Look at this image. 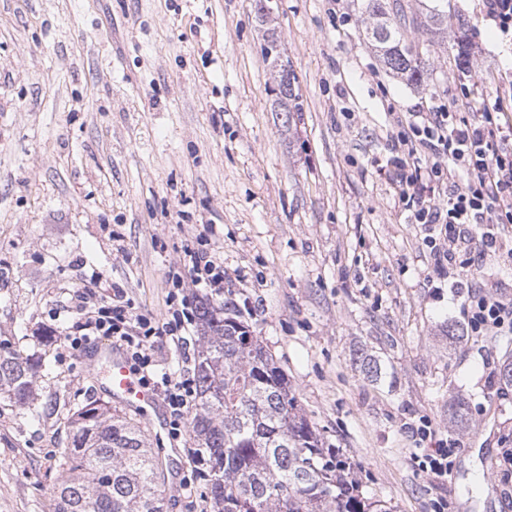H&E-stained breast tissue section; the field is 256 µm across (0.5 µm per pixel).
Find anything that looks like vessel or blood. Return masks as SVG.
<instances>
[{
  "instance_id": "obj_1",
  "label": "vessel or blood",
  "mask_w": 512,
  "mask_h": 512,
  "mask_svg": "<svg viewBox=\"0 0 512 512\" xmlns=\"http://www.w3.org/2000/svg\"><path fill=\"white\" fill-rule=\"evenodd\" d=\"M94 352L105 359L110 366L106 383L114 403L136 413L149 408H158L159 401L156 394L140 383L137 374L130 369L121 349L112 345L98 344L95 345Z\"/></svg>"
}]
</instances>
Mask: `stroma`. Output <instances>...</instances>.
<instances>
[{"label": "stroma", "instance_id": "obj_1", "mask_svg": "<svg viewBox=\"0 0 512 512\" xmlns=\"http://www.w3.org/2000/svg\"><path fill=\"white\" fill-rule=\"evenodd\" d=\"M0 0V349L40 362L36 400L0 395V512H55L60 452L108 367L47 335L86 275L167 312L184 250L224 263L229 316L258 336L325 447L391 512H512V335L466 333L462 299L431 273L424 231L380 168L408 113L501 100L512 39L485 0H448L428 91L386 72L356 0ZM275 27L300 111L272 109ZM469 30L472 65L459 67ZM474 275L512 302V227ZM460 340L446 336L448 327ZM375 357L370 379L360 355ZM463 402L468 427L451 422ZM462 443L422 471L421 418ZM167 512H205L190 461L162 462Z\"/></svg>", "mask_w": 512, "mask_h": 512}]
</instances>
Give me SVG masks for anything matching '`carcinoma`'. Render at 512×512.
Returning a JSON list of instances; mask_svg holds the SVG:
<instances>
[{
	"label": "carcinoma",
	"instance_id": "obj_1",
	"mask_svg": "<svg viewBox=\"0 0 512 512\" xmlns=\"http://www.w3.org/2000/svg\"><path fill=\"white\" fill-rule=\"evenodd\" d=\"M364 38L392 75L420 87L448 41V4L423 0L410 15L401 0H359ZM264 57L277 85L274 107L298 112L296 75L282 41L267 30ZM195 360L199 399L190 427L204 449L215 512H391L363 496L350 465L322 447L299 412L288 377L224 305L200 303ZM39 365L0 352V394L29 407ZM67 477L56 512H165L158 460L141 422L90 401L77 411Z\"/></svg>",
	"mask_w": 512,
	"mask_h": 512
}]
</instances>
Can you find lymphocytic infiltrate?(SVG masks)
Segmentation results:
<instances>
[{
    "label": "lymphocytic infiltrate",
    "mask_w": 512,
    "mask_h": 512,
    "mask_svg": "<svg viewBox=\"0 0 512 512\" xmlns=\"http://www.w3.org/2000/svg\"><path fill=\"white\" fill-rule=\"evenodd\" d=\"M469 91L457 105L412 113L407 131L398 134L388 161L390 177L415 223L425 231L434 272L455 276L494 252L503 225L512 224V122L501 104L469 109ZM188 276L174 287L191 285L212 296L224 293V265L210 253L186 249ZM100 280L90 276L77 290L64 332L71 348L105 338L124 346L141 383L161 395L170 413V433L181 437L196 406L194 375L161 367L158 354L167 347L188 349L198 326L196 300L173 299L164 317L135 308L122 288L111 299L98 293ZM464 295L462 316L476 336L512 334V303L486 292L476 281L457 282Z\"/></svg>",
    "instance_id": "obj_1"
}]
</instances>
